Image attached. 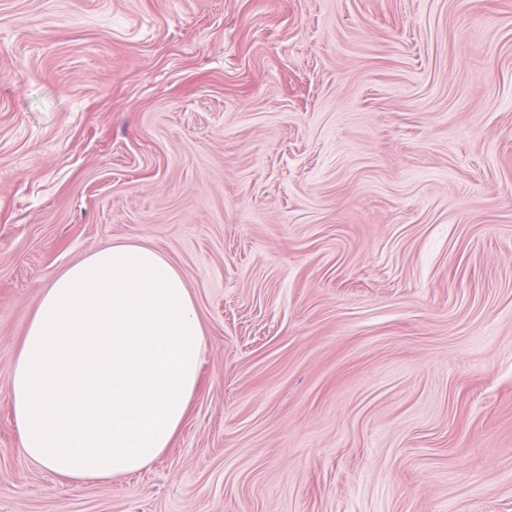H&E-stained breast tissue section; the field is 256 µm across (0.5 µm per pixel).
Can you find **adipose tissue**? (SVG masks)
Wrapping results in <instances>:
<instances>
[{
  "instance_id": "ef3b65f1",
  "label": "adipose tissue",
  "mask_w": 512,
  "mask_h": 512,
  "mask_svg": "<svg viewBox=\"0 0 512 512\" xmlns=\"http://www.w3.org/2000/svg\"><path fill=\"white\" fill-rule=\"evenodd\" d=\"M204 332L184 274L104 245L44 288L10 368L19 446L72 486L151 465L197 390Z\"/></svg>"
}]
</instances>
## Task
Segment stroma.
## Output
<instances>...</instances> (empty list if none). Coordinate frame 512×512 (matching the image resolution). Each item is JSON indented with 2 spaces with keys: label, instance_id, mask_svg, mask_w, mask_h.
<instances>
[{
  "label": "stroma",
  "instance_id": "obj_1",
  "mask_svg": "<svg viewBox=\"0 0 512 512\" xmlns=\"http://www.w3.org/2000/svg\"><path fill=\"white\" fill-rule=\"evenodd\" d=\"M113 241L187 278L201 378L74 489L9 370ZM0 512H512V0H0Z\"/></svg>",
  "mask_w": 512,
  "mask_h": 512
}]
</instances>
